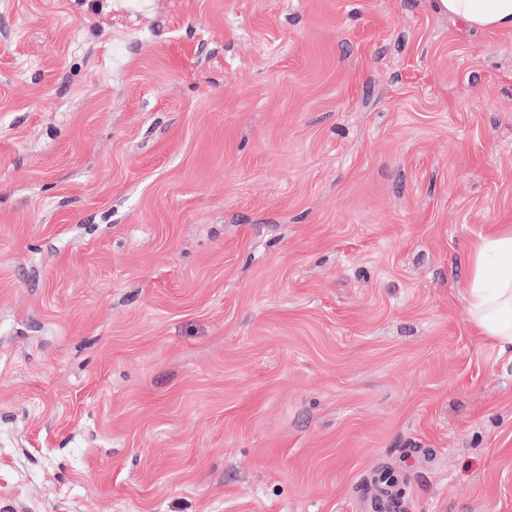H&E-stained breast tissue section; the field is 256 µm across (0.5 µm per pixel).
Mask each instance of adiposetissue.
Masks as SVG:
<instances>
[{"mask_svg": "<svg viewBox=\"0 0 512 512\" xmlns=\"http://www.w3.org/2000/svg\"><path fill=\"white\" fill-rule=\"evenodd\" d=\"M434 7L477 30L512 31V0H435ZM469 272V322L501 350H512V228L471 244Z\"/></svg>", "mask_w": 512, "mask_h": 512, "instance_id": "ef3b65f1", "label": "adipose tissue"}]
</instances>
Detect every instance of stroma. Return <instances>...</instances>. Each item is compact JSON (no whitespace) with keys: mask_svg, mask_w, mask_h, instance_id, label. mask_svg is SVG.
I'll list each match as a JSON object with an SVG mask.
<instances>
[{"mask_svg":"<svg viewBox=\"0 0 512 512\" xmlns=\"http://www.w3.org/2000/svg\"><path fill=\"white\" fill-rule=\"evenodd\" d=\"M512 32L432 0H0V512H512ZM497 259L496 274L489 260ZM470 285L465 297L468 320L479 336L503 351L512 350V228L474 241L469 249Z\"/></svg>","mask_w":512,"mask_h":512,"instance_id":"35a3bbf8","label":"stroma"}]
</instances>
